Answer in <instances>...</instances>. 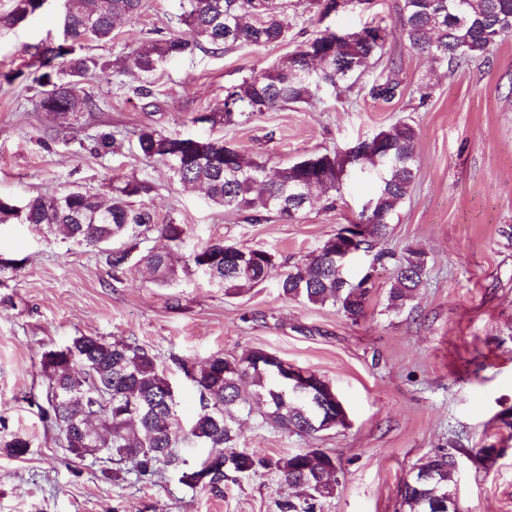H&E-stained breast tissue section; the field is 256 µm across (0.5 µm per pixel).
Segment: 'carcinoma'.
<instances>
[{
	"instance_id": "obj_1",
	"label": "carcinoma",
	"mask_w": 512,
	"mask_h": 512,
	"mask_svg": "<svg viewBox=\"0 0 512 512\" xmlns=\"http://www.w3.org/2000/svg\"><path fill=\"white\" fill-rule=\"evenodd\" d=\"M46 0H9L0 11V35L40 13ZM254 0H187L181 22L185 33L151 39L122 61L146 76L176 58L190 57L209 45L229 50L241 45L263 46L283 41L290 27L284 0H276L258 16ZM143 0H66L61 19L62 39L41 48L32 66L34 82L42 87L41 107L63 119L90 108L87 79L118 67L94 56L82 55L76 46L86 40L106 43L122 23L138 19ZM400 36L409 47L428 55L440 65H462L486 57L497 39L512 33V0H465L458 10L456 0H404ZM392 30L381 24L360 29V37L336 39V33L321 31L273 68L245 77L228 87L223 108L193 118L212 126L235 127L254 116L289 104H307L319 85L336 89L357 71L364 72L371 60L383 53ZM400 83L376 81L370 87L374 98L395 97ZM416 129L398 122L370 139L357 143L364 150L368 171L377 186L369 200L375 236L363 251L384 267L393 269L388 307L399 308L422 286L427 256L409 246L396 254L382 242L396 210L409 195L417 171ZM137 149L146 158L167 164L183 184L201 185L208 198L228 210H246L254 223L275 214L290 221L312 203L311 191L340 188L346 159L340 151L309 153L280 167L246 158L221 138H195L164 134L152 127L137 132ZM110 203L95 194L65 189L51 197H31L21 205L0 197V224L18 220L25 224H50L55 234L79 244L99 246L121 239L136 228L155 230L178 244L185 227L170 221L157 224L146 207L133 208L125 198L142 191L127 183L112 187ZM341 227L310 256L289 266L278 281L279 294L312 305L331 304L356 321L365 314L371 289L352 288L331 265L330 255L342 240ZM221 260L211 268L210 278L224 286L227 295H238L262 284L276 264V254L229 245L207 243L189 256L199 266L200 255ZM146 262L156 280L167 284L176 275L177 256L172 249L149 251ZM48 386L40 406L45 421L61 433L62 444L76 458L83 448L104 449V459L120 464L130 461L145 477L171 469L189 488L221 491L227 480L271 471L290 486L301 487L306 501L288 497L275 502L276 512H316L317 504L334 495L336 458L319 448H307L270 458L238 449L239 433L233 408L252 400L266 407L265 419L298 434L313 436L345 425L343 402H326L312 409L311 402L294 394L288 377L271 353L254 349L240 358L218 353L195 368L184 367L202 403L188 432H183L180 401L156 355L123 340L104 341L81 335L66 345L46 351L41 360ZM190 439L208 448L213 457L209 476L201 481L195 469L186 466L175 451ZM8 454L25 456L30 441L20 435L4 444ZM419 471L401 489L406 512H448L447 494L455 482V460L445 452L429 456Z\"/></svg>"
}]
</instances>
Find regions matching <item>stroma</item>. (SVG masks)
<instances>
[{"label": "stroma", "mask_w": 512, "mask_h": 512, "mask_svg": "<svg viewBox=\"0 0 512 512\" xmlns=\"http://www.w3.org/2000/svg\"><path fill=\"white\" fill-rule=\"evenodd\" d=\"M64 4L47 0L40 15L0 36V195L23 201L75 187L107 200L113 186L139 184L130 204L187 233L176 248L177 276L164 286L144 261L148 251L169 246L157 234L123 238L129 258L116 270L108 247L61 240L42 224H0V259L21 263L20 272L0 274V512H275L276 500L298 493L264 472L213 494L182 485L171 471L144 481L129 463L116 477L111 462L74 458L30 398L45 392L43 353L82 334L155 354L186 427L201 405L182 360L198 365L216 353L261 348L330 382L347 426L310 437L264 421L254 405L236 413L240 448L269 457L320 448L335 456L336 492L317 512H402L404 480L441 449L457 461L460 512H512V34L459 68L435 67L395 34L347 87L237 127L196 123L222 105L226 88L271 68L317 30L371 21L400 27L402 0H372L324 18L306 0H288L292 26L284 41L199 50L149 77L128 69L92 79L86 88L95 108L62 121L42 111L41 88L27 68L42 45L60 38ZM181 12V0H144L139 20L118 26L111 42L83 43L82 51L103 60L127 56L148 39L182 31ZM382 75L400 83L392 99L369 93ZM400 120L416 129L419 164L385 245L422 249L427 273L415 297L394 310L387 306L391 269L355 258L348 278L368 273L373 286L356 321L331 305L286 300L277 283L289 262L357 220L373 193L368 174L348 167L340 190L318 193L295 220L253 224L135 147L136 131L150 125L221 138L278 166L346 150ZM117 129L122 141L99 150L97 136ZM218 240L271 251L278 263L262 285L225 295L187 264ZM15 432L31 442L25 457L3 447ZM489 446L497 456L477 461L476 451Z\"/></svg>", "instance_id": "obj_1"}]
</instances>
